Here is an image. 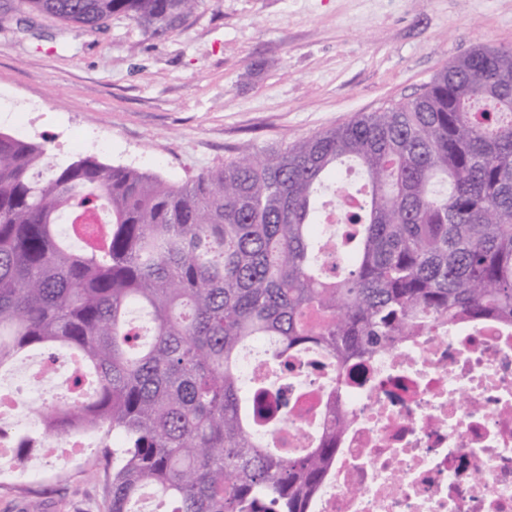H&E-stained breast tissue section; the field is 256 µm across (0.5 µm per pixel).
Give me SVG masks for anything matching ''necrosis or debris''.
<instances>
[{
    "label": "necrosis or debris",
    "mask_w": 512,
    "mask_h": 512,
    "mask_svg": "<svg viewBox=\"0 0 512 512\" xmlns=\"http://www.w3.org/2000/svg\"><path fill=\"white\" fill-rule=\"evenodd\" d=\"M258 384L276 376L286 418L267 435L283 456L336 428V456L309 512H512V323L487 317L438 326L354 365L343 390L309 352L270 369L253 348L239 362ZM55 364L0 381V430L30 429L20 403L70 387Z\"/></svg>",
    "instance_id": "obj_1"
}]
</instances>
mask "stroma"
Listing matches in <instances>:
<instances>
[{"label":"stroma","mask_w":512,"mask_h":512,"mask_svg":"<svg viewBox=\"0 0 512 512\" xmlns=\"http://www.w3.org/2000/svg\"><path fill=\"white\" fill-rule=\"evenodd\" d=\"M512 48V0H203L156 38L128 18L86 32L32 8L0 25V110L50 161L94 157L182 182L419 95L449 61ZM92 141L69 146L71 131ZM97 439L0 512H108Z\"/></svg>","instance_id":"obj_1"}]
</instances>
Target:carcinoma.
<instances>
[{
	"label": "carcinoma",
	"instance_id": "obj_1",
	"mask_svg": "<svg viewBox=\"0 0 512 512\" xmlns=\"http://www.w3.org/2000/svg\"><path fill=\"white\" fill-rule=\"evenodd\" d=\"M99 29L127 17L162 37L200 0H24ZM361 171L348 261L327 274L320 193ZM512 322V49L451 60L417 97L284 145L241 152L184 183L94 158L51 163L40 143L0 132V373L33 349L82 364L44 404L23 459L46 439L99 437L109 512H308L336 454V429L281 457L239 370L313 349L336 362L431 326Z\"/></svg>",
	"mask_w": 512,
	"mask_h": 512
}]
</instances>
